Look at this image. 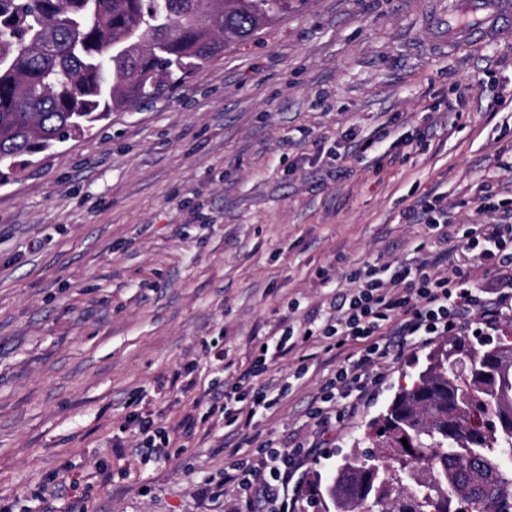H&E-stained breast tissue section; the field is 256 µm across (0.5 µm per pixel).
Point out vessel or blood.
<instances>
[{
    "mask_svg": "<svg viewBox=\"0 0 512 512\" xmlns=\"http://www.w3.org/2000/svg\"><path fill=\"white\" fill-rule=\"evenodd\" d=\"M441 25L459 45L512 34V0H454Z\"/></svg>",
    "mask_w": 512,
    "mask_h": 512,
    "instance_id": "obj_1",
    "label": "vessel or blood"
}]
</instances>
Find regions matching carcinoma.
<instances>
[{
    "instance_id": "obj_1",
    "label": "carcinoma",
    "mask_w": 512,
    "mask_h": 512,
    "mask_svg": "<svg viewBox=\"0 0 512 512\" xmlns=\"http://www.w3.org/2000/svg\"><path fill=\"white\" fill-rule=\"evenodd\" d=\"M306 0H0V164L85 133ZM310 496L321 512H498L512 498V341L460 339Z\"/></svg>"
}]
</instances>
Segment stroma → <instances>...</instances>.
Segmentation results:
<instances>
[{"mask_svg": "<svg viewBox=\"0 0 512 512\" xmlns=\"http://www.w3.org/2000/svg\"><path fill=\"white\" fill-rule=\"evenodd\" d=\"M451 0H309L184 83L19 166L0 185V512H248L225 483L259 446L317 443L288 494L367 448L369 422L429 351L379 365L375 395L322 425L335 368L274 415L217 407L280 319L329 312L364 262L428 244L424 200L484 224L512 196V35L448 46ZM166 428L147 455L134 415Z\"/></svg>", "mask_w": 512, "mask_h": 512, "instance_id": "35a3bbf8", "label": "stroma"}]
</instances>
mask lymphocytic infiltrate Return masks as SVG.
<instances>
[{
    "instance_id": "obj_1",
    "label": "lymphocytic infiltrate",
    "mask_w": 512,
    "mask_h": 512,
    "mask_svg": "<svg viewBox=\"0 0 512 512\" xmlns=\"http://www.w3.org/2000/svg\"><path fill=\"white\" fill-rule=\"evenodd\" d=\"M443 195L423 204L424 226L432 247L390 265L363 263L348 276L349 287L336 298L335 312H310L303 325L277 324L255 350L251 362L224 391L227 423H251L257 414L275 413L291 391L287 382L257 384L271 363L310 344L338 356L336 373L314 410L322 422L331 414L356 409L377 381L373 369L397 358L407 347L420 348L436 337L471 330L474 319L487 322L512 310V221L460 225L449 223ZM493 273L492 287L471 277L472 268ZM311 448H269L260 466L240 461L226 473L263 503L268 512H290L281 490L290 473L310 457Z\"/></svg>"
}]
</instances>
